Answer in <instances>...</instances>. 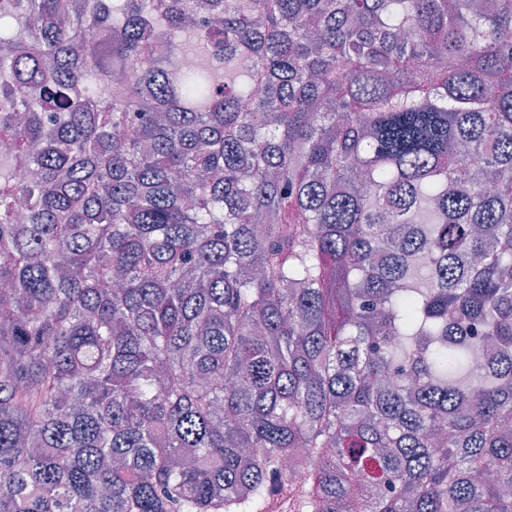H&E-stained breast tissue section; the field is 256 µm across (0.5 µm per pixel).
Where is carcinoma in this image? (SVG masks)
<instances>
[{
    "instance_id": "1",
    "label": "carcinoma",
    "mask_w": 512,
    "mask_h": 512,
    "mask_svg": "<svg viewBox=\"0 0 512 512\" xmlns=\"http://www.w3.org/2000/svg\"><path fill=\"white\" fill-rule=\"evenodd\" d=\"M5 18L0 512H512V0Z\"/></svg>"
}]
</instances>
